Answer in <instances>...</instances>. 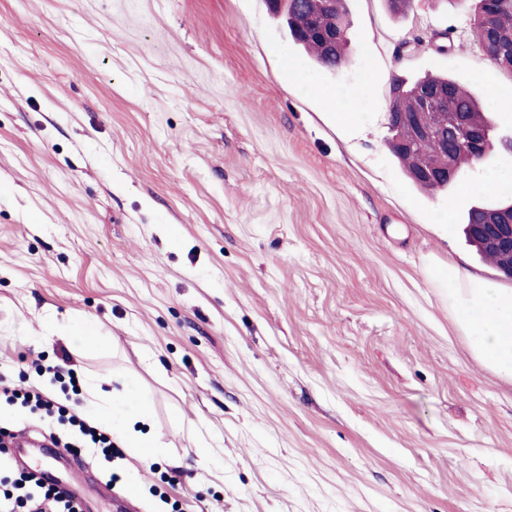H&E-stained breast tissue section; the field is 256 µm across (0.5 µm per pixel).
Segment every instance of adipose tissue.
Wrapping results in <instances>:
<instances>
[{
    "instance_id": "adipose-tissue-1",
    "label": "adipose tissue",
    "mask_w": 512,
    "mask_h": 512,
    "mask_svg": "<svg viewBox=\"0 0 512 512\" xmlns=\"http://www.w3.org/2000/svg\"><path fill=\"white\" fill-rule=\"evenodd\" d=\"M448 276L456 282L448 291V303L472 350L487 365L512 378V289L456 268ZM85 386L95 399L94 418L111 426L113 438L122 447L146 461L160 453L162 444L152 425L150 403L128 380L116 378L106 385L89 379Z\"/></svg>"
}]
</instances>
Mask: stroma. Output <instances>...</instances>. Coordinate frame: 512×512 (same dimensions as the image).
<instances>
[{
    "instance_id": "stroma-1",
    "label": "stroma",
    "mask_w": 512,
    "mask_h": 512,
    "mask_svg": "<svg viewBox=\"0 0 512 512\" xmlns=\"http://www.w3.org/2000/svg\"><path fill=\"white\" fill-rule=\"evenodd\" d=\"M474 7L347 0L329 71L266 0H0V375L127 374L164 445L107 460L0 397L88 512L114 491L135 512H512V380L435 278L512 287L463 232L484 183L512 190V152L427 192L386 143L397 75L457 81L512 134ZM86 320L108 349L78 352Z\"/></svg>"
}]
</instances>
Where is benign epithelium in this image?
Wrapping results in <instances>:
<instances>
[{"label":"benign epithelium","instance_id":"1","mask_svg":"<svg viewBox=\"0 0 512 512\" xmlns=\"http://www.w3.org/2000/svg\"><path fill=\"white\" fill-rule=\"evenodd\" d=\"M331 14L326 18L327 25L315 28L324 53L334 58L341 54L342 44L336 38V0H329ZM487 38L482 49L496 63L512 62V36L504 35L496 27L485 25ZM448 95L433 89L423 92L422 109L419 112L406 114L404 112H389L388 124L395 130L406 129L405 138L400 141L403 148L409 149L416 144L433 137H438L439 149L446 151L444 134L451 132L456 145L467 151L472 158L481 161L487 157L495 146V129L482 127L465 112L445 111ZM431 110L437 111L435 124L428 125L423 121V115ZM500 144H506L502 139ZM416 176L425 181H433L443 177L453 178V168L440 170L427 159L417 168ZM476 243L482 251L494 255L497 259V270L505 277L512 279V205L507 212H496L487 215L486 222L474 227Z\"/></svg>","mask_w":512,"mask_h":512}]
</instances>
